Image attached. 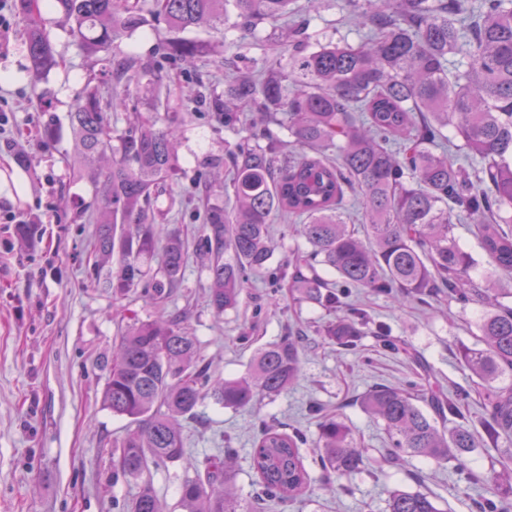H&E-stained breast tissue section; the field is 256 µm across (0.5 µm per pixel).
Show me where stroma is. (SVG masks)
Segmentation results:
<instances>
[{
    "label": "stroma",
    "instance_id": "35a3bbf8",
    "mask_svg": "<svg viewBox=\"0 0 512 512\" xmlns=\"http://www.w3.org/2000/svg\"><path fill=\"white\" fill-rule=\"evenodd\" d=\"M348 11L346 0H325L313 20L321 42L356 41L345 22ZM0 15L9 22L0 39V65L15 68L11 81L0 84V100L11 107L0 124V173L25 178L20 192L0 184V512H116L115 502L131 501L138 485L116 472L112 442L125 435L130 422L104 407L102 393L121 332L131 317L152 319L154 308L135 288L127 297H114L117 263L96 271L89 260L92 227L83 209L94 202L97 185L91 176L75 177L69 166L76 152L69 113L88 78L103 80L102 64L74 41L61 13L46 11L41 22L58 64L33 72L27 23L16 0H5ZM237 22L232 12L221 27L185 29L183 38L219 47L218 54L192 62L163 58L171 32L165 21L153 18L143 32L112 46L113 56L131 50L155 65L157 80L171 91L157 101L145 82H131L129 106L113 113L112 126L122 131L139 116L176 129L179 169L153 194L148 219L191 242L203 222L200 185L224 177L211 161L226 158L239 141L211 106L212 98L224 95V64L262 67L259 43L273 32L272 25L261 23L256 41L241 44L234 39ZM272 233L269 269L251 275L237 309L215 315L207 297V262L195 255L167 301L169 314L185 313L183 325L196 336L201 358L225 379L244 375L257 349L290 333L302 335L301 374L286 393L236 411L207 400L183 420L192 456L203 459L227 444L236 448V491L246 498L259 420L297 426L313 439L322 418L335 414L366 448L368 471L350 479L351 493L321 489L313 450L304 448L315 482L311 493L266 512H385L395 488L434 496L441 512H476L478 501L497 498L491 477L512 470V440L485 441L458 461L417 457L394 466L385 460L389 438L382 422L361 407L367 390L402 385L422 367L447 391L460 392L469 426L481 430L482 395L460 352L481 347L484 306L444 297L427 307L411 298L395 303L355 290L345 306L361 308L371 323L386 325L398 347L384 348L367 335L356 352H345L316 332L335 320V313L301 300L288 286L273 287L271 271L286 266L292 251L307 243L284 220L275 221Z\"/></svg>",
    "mask_w": 512,
    "mask_h": 512
}]
</instances>
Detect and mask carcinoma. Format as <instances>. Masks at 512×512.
<instances>
[{"label":"carcinoma","instance_id":"carcinoma-1","mask_svg":"<svg viewBox=\"0 0 512 512\" xmlns=\"http://www.w3.org/2000/svg\"><path fill=\"white\" fill-rule=\"evenodd\" d=\"M348 2L352 26L367 32L356 43L318 41L312 47L311 19L302 17L298 0H47V7L71 23L79 45L108 71L107 80L85 86L70 112L78 149L71 169L81 173L86 159L111 152L108 164L93 173L98 200L89 223L97 225L91 237L94 266L112 259L116 247L122 256L112 275L114 296H125L138 283L152 301L169 298L181 283L187 249L180 235L169 232L154 277L145 278L135 262L155 246L154 228L142 221L153 191L176 171V134L136 119L112 136V113L126 108L129 83L154 76L132 51L112 64V44L146 25L147 13L173 29L203 22L221 26L230 6L243 39L254 37L262 20L282 23L287 63L272 62L252 73L228 69L224 99H215L214 106L224 128L236 134L252 132L265 116L281 115L278 124L287 130L288 144L262 147L245 136L228 155L234 206L208 207L196 245L209 256L208 301L217 313L236 309L248 273L268 268L276 214L302 221L311 259L338 279L295 262L274 281L289 278L305 299L326 308L342 306L341 298L353 288L397 302L417 297L427 304L443 292L462 305L474 301L480 289L469 277L472 258L454 235L466 219L494 269L512 274V232L504 229L512 224V215L504 216L512 211V0ZM17 8L29 24L34 70L53 68L57 60L40 25V0H17ZM209 52L206 44L176 39L167 43L165 58ZM450 128L459 143L448 135ZM353 201L362 209L363 239L346 224ZM120 221L141 228L117 241L114 224ZM500 294L494 286L485 294L484 347L462 354L463 366L487 384L512 375V308L498 302ZM182 323L161 314L134 323L121 337L105 383L103 405L135 425L115 444L119 470L139 481L120 512H162L151 470L185 461L194 475L180 485L181 512H253L261 501L285 504L302 496L312 483L301 453L308 444L302 432L262 423L252 454L256 488L253 499L242 500L229 490L232 450L189 462L180 427L206 399L239 410L281 395L300 376L298 341L288 336L262 347L244 375L217 380ZM368 332L369 319L357 308L324 329L346 350L357 349ZM361 404L392 439L391 463L405 455L457 459L479 447L458 402L440 390L420 398L377 386ZM483 406L487 436L511 437L512 385L489 387ZM449 416L459 423L448 431L439 423ZM315 448L323 474L338 481L362 472L368 461L337 417L320 422ZM387 512L440 510L428 494L396 489Z\"/></svg>","mask_w":512,"mask_h":512}]
</instances>
